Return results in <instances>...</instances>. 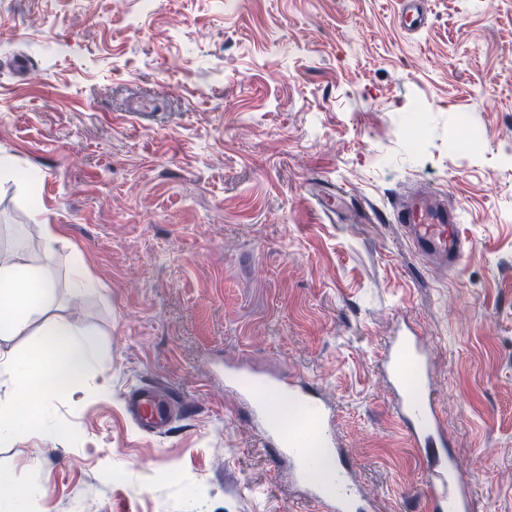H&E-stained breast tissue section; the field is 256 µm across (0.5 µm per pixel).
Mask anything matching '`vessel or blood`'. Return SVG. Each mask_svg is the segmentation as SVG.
<instances>
[{"label": "vessel or blood", "instance_id": "1", "mask_svg": "<svg viewBox=\"0 0 512 512\" xmlns=\"http://www.w3.org/2000/svg\"><path fill=\"white\" fill-rule=\"evenodd\" d=\"M399 19L407 32L424 28L426 0H400ZM393 221L403 225L414 248L434 264L454 265L465 253V243L455 231L458 215L437 196L411 194L394 209ZM383 366L395 396V414L426 466L430 512H468L470 482L446 452L448 427L437 412L420 338L398 330L386 344ZM225 382L249 403L266 446L274 457L287 461L306 500L321 512H353L360 491L342 458L335 412L317 385L291 376L245 377L233 372L226 373ZM178 410L174 393L163 386L135 389L125 400L128 418L153 436L170 430Z\"/></svg>", "mask_w": 512, "mask_h": 512}]
</instances>
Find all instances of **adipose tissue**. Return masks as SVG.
I'll return each instance as SVG.
<instances>
[{
  "label": "adipose tissue",
  "instance_id": "adipose-tissue-1",
  "mask_svg": "<svg viewBox=\"0 0 512 512\" xmlns=\"http://www.w3.org/2000/svg\"><path fill=\"white\" fill-rule=\"evenodd\" d=\"M54 282L41 267L14 257L0 262V337L25 335L34 315L52 305ZM102 343L93 331L57 318L46 329L37 355L0 357V376L48 405L59 394L75 395L100 361Z\"/></svg>",
  "mask_w": 512,
  "mask_h": 512
}]
</instances>
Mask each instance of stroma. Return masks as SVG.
<instances>
[{
  "label": "stroma",
  "instance_id": "35a3bbf8",
  "mask_svg": "<svg viewBox=\"0 0 512 512\" xmlns=\"http://www.w3.org/2000/svg\"><path fill=\"white\" fill-rule=\"evenodd\" d=\"M427 7L410 34L395 0H0V154L38 175L0 177V259L58 285L0 355L63 316L112 385L0 442V472L42 489L29 512H315L225 391L236 364L317 383L376 512H429L380 365L405 325L468 512H512V0ZM414 190L457 211L455 268L391 222ZM76 253L97 294L71 295ZM157 384L187 408L163 436L123 411Z\"/></svg>",
  "mask_w": 512,
  "mask_h": 512
}]
</instances>
